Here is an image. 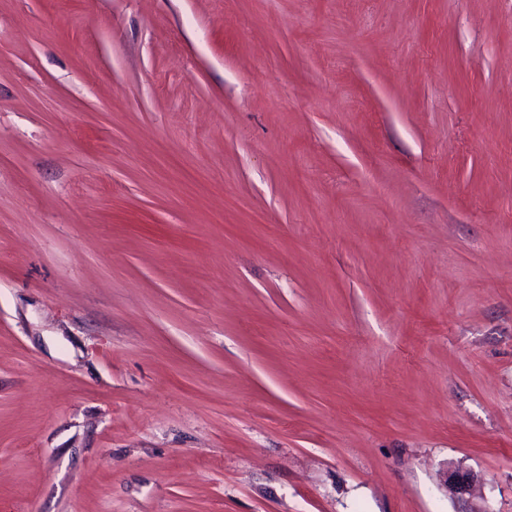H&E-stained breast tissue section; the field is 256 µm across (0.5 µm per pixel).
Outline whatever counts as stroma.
Instances as JSON below:
<instances>
[{"instance_id": "35a3bbf8", "label": "stroma", "mask_w": 512, "mask_h": 512, "mask_svg": "<svg viewBox=\"0 0 512 512\" xmlns=\"http://www.w3.org/2000/svg\"><path fill=\"white\" fill-rule=\"evenodd\" d=\"M0 512H512V0H0Z\"/></svg>"}]
</instances>
